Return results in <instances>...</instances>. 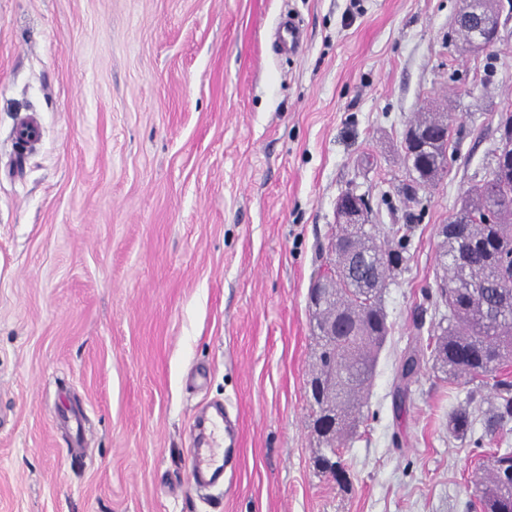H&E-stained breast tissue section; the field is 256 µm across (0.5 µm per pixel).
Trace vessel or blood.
I'll return each instance as SVG.
<instances>
[{
	"instance_id": "obj_1",
	"label": "vessel or blood",
	"mask_w": 512,
	"mask_h": 512,
	"mask_svg": "<svg viewBox=\"0 0 512 512\" xmlns=\"http://www.w3.org/2000/svg\"><path fill=\"white\" fill-rule=\"evenodd\" d=\"M238 429L230 412L217 408L207 439L191 450L192 473L197 486L214 488L224 482V450L237 447Z\"/></svg>"
}]
</instances>
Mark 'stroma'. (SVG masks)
Instances as JSON below:
<instances>
[{
  "label": "stroma",
  "instance_id": "1",
  "mask_svg": "<svg viewBox=\"0 0 512 512\" xmlns=\"http://www.w3.org/2000/svg\"><path fill=\"white\" fill-rule=\"evenodd\" d=\"M461 6L0 0V512H482L512 449V420L485 432L495 379L428 356L398 378L448 323L437 228L512 110V18L490 60L451 42ZM287 16L293 55L274 41ZM431 110L451 118L448 167L418 188L402 142ZM31 112L43 137L22 154ZM350 189L407 246L342 487L314 465L307 293ZM215 402L241 448L210 499L189 460Z\"/></svg>",
  "mask_w": 512,
  "mask_h": 512
}]
</instances>
